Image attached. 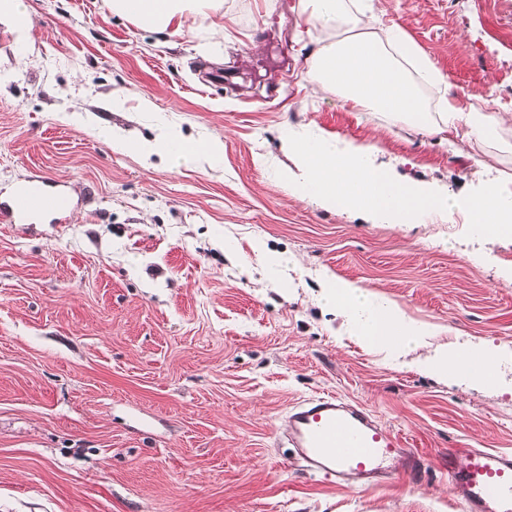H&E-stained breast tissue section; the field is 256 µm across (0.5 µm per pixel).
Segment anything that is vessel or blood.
Listing matches in <instances>:
<instances>
[{"label": "vessel or blood", "instance_id": "vessel-or-blood-1", "mask_svg": "<svg viewBox=\"0 0 512 512\" xmlns=\"http://www.w3.org/2000/svg\"><path fill=\"white\" fill-rule=\"evenodd\" d=\"M67 206L63 190L28 180L0 200V222L21 224L47 209ZM288 445L297 449L307 471L337 480L351 476L365 487L385 473L389 462L401 458L410 468L418 466L401 436L383 428L362 405L332 395L311 398L292 408ZM448 478L464 512H512V451L451 449Z\"/></svg>", "mask_w": 512, "mask_h": 512}]
</instances>
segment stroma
Listing matches in <instances>:
<instances>
[{
  "mask_svg": "<svg viewBox=\"0 0 512 512\" xmlns=\"http://www.w3.org/2000/svg\"><path fill=\"white\" fill-rule=\"evenodd\" d=\"M0 24V196L42 177L65 212L0 223V512H464L452 448L512 450V238L467 216L384 224L301 199L281 140L316 129L373 144L402 178L512 192V120L496 139L429 135L309 83L320 29L301 0H222L172 35L106 0H22ZM445 76L428 103L512 113V0H375ZM223 67L203 84L199 69ZM174 128L220 157L144 159L124 138ZM284 257L282 266L269 259ZM501 352L494 386L443 382L351 339L326 278ZM332 395L407 441L365 488L311 475L288 412Z\"/></svg>",
  "mask_w": 512,
  "mask_h": 512,
  "instance_id": "1",
  "label": "stroma"
}]
</instances>
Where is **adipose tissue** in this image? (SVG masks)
<instances>
[{
    "mask_svg": "<svg viewBox=\"0 0 512 512\" xmlns=\"http://www.w3.org/2000/svg\"><path fill=\"white\" fill-rule=\"evenodd\" d=\"M214 0H108L113 15L160 32L178 33L186 14L200 11ZM371 0H304L306 24L324 36L311 55L308 76L320 89L336 94L353 107L385 112L427 133L463 131L468 138H488L504 118L479 106L461 110L442 102L431 113L421 85L443 82V75L427 59L418 57L402 29L380 38L367 12ZM327 304L344 319L346 332L359 343L381 351L408 350L431 335L430 327L412 321L395 303L377 299L357 284L328 280L323 289ZM498 361V350L457 345L439 348L429 366L440 378L476 382L470 369L474 357Z\"/></svg>",
    "mask_w": 512,
    "mask_h": 512,
    "instance_id": "adipose-tissue-1",
    "label": "adipose tissue"
}]
</instances>
